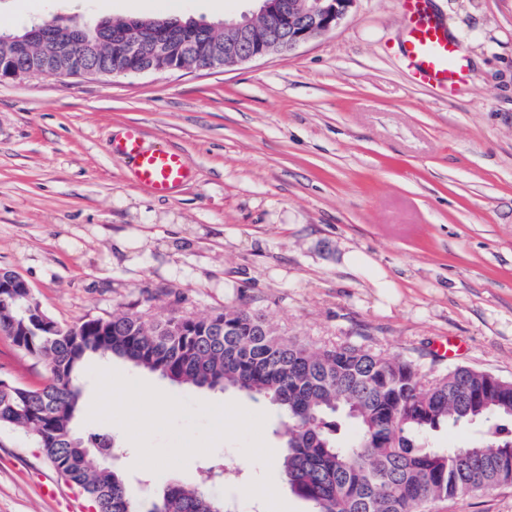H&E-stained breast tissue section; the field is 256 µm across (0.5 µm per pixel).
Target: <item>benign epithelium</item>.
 Returning a JSON list of instances; mask_svg holds the SVG:
<instances>
[{
    "label": "benign epithelium",
    "mask_w": 512,
    "mask_h": 512,
    "mask_svg": "<svg viewBox=\"0 0 512 512\" xmlns=\"http://www.w3.org/2000/svg\"><path fill=\"white\" fill-rule=\"evenodd\" d=\"M256 15L224 22V53L195 58L194 68L232 66L287 54L336 29L357 0H260Z\"/></svg>",
    "instance_id": "obj_1"
}]
</instances>
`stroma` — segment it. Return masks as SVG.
<instances>
[{"label": "stroma", "mask_w": 512, "mask_h": 512, "mask_svg": "<svg viewBox=\"0 0 512 512\" xmlns=\"http://www.w3.org/2000/svg\"><path fill=\"white\" fill-rule=\"evenodd\" d=\"M257 8L188 0L185 13L215 24ZM432 11L468 71L452 93L405 63L399 0H357L336 30L242 65L0 81V268L62 325L245 307L317 346L414 357L428 378L463 365L512 380V0H432ZM174 13L159 0H0V31ZM133 124L145 147L183 154L192 177L171 195L139 187L112 152ZM88 365L265 413L263 439L282 453L264 400L119 358ZM47 376L0 330V377L36 387ZM112 437L113 466L143 507L205 479L225 505L267 512L243 493L265 468L238 442L157 474L136 467L120 426ZM0 512L91 510L31 435L1 427Z\"/></svg>", "instance_id": "1"}]
</instances>
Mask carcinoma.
<instances>
[{"instance_id":"carcinoma-1","label":"carcinoma","mask_w":512,"mask_h":512,"mask_svg":"<svg viewBox=\"0 0 512 512\" xmlns=\"http://www.w3.org/2000/svg\"><path fill=\"white\" fill-rule=\"evenodd\" d=\"M135 25L159 34L185 33L197 44L224 47L223 23L192 18L103 19L92 26H52L56 39L38 44L46 23L6 34L31 45L13 59L26 72L70 76L75 65L104 73L128 67L116 34ZM153 43L134 67L155 68ZM0 328L49 373L39 387L0 378V426L32 435L57 473L96 512H142L112 464V433L75 434L80 370L91 356L123 359L178 385L233 390L273 405L285 453L277 469L311 512H433L434 506L512 484V381L467 366L424 381L419 364L365 346H316L282 334L264 316L237 307L206 316L147 322L128 313L61 326L26 288L0 300ZM356 428L338 436L341 422ZM485 426V437L446 448L431 445L444 426ZM224 509L207 482L171 484L150 512Z\"/></svg>"}]
</instances>
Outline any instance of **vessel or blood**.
Listing matches in <instances>:
<instances>
[{
    "label": "vessel or blood",
    "mask_w": 512,
    "mask_h": 512,
    "mask_svg": "<svg viewBox=\"0 0 512 512\" xmlns=\"http://www.w3.org/2000/svg\"><path fill=\"white\" fill-rule=\"evenodd\" d=\"M405 18L403 56L417 81L453 89L466 79L457 43L447 26L436 18L430 0H399ZM114 152L131 158L136 183L154 195L165 197L187 182L190 172L181 153L167 148H145L138 127H128L113 143Z\"/></svg>",
    "instance_id": "1"
}]
</instances>
